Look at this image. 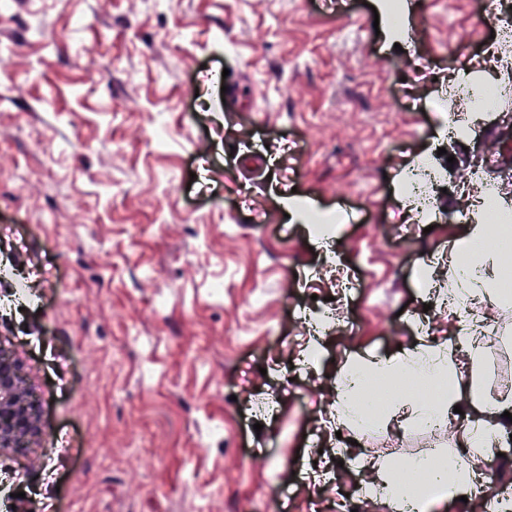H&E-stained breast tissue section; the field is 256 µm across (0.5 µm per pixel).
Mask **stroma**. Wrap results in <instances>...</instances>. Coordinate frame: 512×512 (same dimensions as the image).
Here are the masks:
<instances>
[{
  "label": "stroma",
  "instance_id": "stroma-1",
  "mask_svg": "<svg viewBox=\"0 0 512 512\" xmlns=\"http://www.w3.org/2000/svg\"><path fill=\"white\" fill-rule=\"evenodd\" d=\"M407 36L377 33L364 0H8L0 10V258L39 297L0 313L43 437L0 453L15 512H331L361 472L335 470L310 503L344 361L452 336L421 264L457 265L455 223L487 153L512 202V112L446 143L434 101L476 70L491 29L476 0H405ZM239 87L224 99L212 72ZM442 172L432 231L400 176ZM337 217L286 218L282 195ZM362 279L336 297V269ZM334 297L355 333L320 337L293 370L303 320ZM482 391L512 378V307L481 305ZM277 402L256 418L254 399ZM262 430H255V423ZM448 435L375 427L356 451L412 461Z\"/></svg>",
  "mask_w": 512,
  "mask_h": 512
}]
</instances>
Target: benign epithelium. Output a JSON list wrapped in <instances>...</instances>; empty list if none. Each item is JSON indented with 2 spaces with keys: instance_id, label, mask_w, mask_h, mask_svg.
I'll use <instances>...</instances> for the list:
<instances>
[{
  "instance_id": "benign-epithelium-1",
  "label": "benign epithelium",
  "mask_w": 512,
  "mask_h": 512,
  "mask_svg": "<svg viewBox=\"0 0 512 512\" xmlns=\"http://www.w3.org/2000/svg\"><path fill=\"white\" fill-rule=\"evenodd\" d=\"M37 407L23 361L0 344V451L29 455L43 434Z\"/></svg>"
}]
</instances>
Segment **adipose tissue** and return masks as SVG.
<instances>
[{
  "mask_svg": "<svg viewBox=\"0 0 512 512\" xmlns=\"http://www.w3.org/2000/svg\"><path fill=\"white\" fill-rule=\"evenodd\" d=\"M490 238L491 231L487 225H469L467 236L458 243V251L462 264L469 266L472 273L464 277V289L449 288L451 300H458L460 293L464 292L471 298L479 297L494 303L500 301L501 296L487 270L502 265L506 253L492 244ZM471 331V326H463L460 340L455 344L427 336L413 351L390 357L353 359L343 366L341 383L336 387L338 426L360 431L358 398L363 389L359 380L366 376L390 379L406 374L416 377L453 375L452 388L437 403L392 396L387 419L398 425L422 426L436 419L444 420L452 416L457 406L469 414L468 424L452 433V446L444 453L446 467L439 475L427 477L421 490L406 489L399 480L397 468L390 462L367 463L368 500L389 506L392 512H405L410 505L416 512H434L438 506L457 503L459 497H474L475 478L490 467L497 448L503 445L502 440L480 436L479 431L490 427H512V400L492 401L481 394V352L470 353L467 372H460L458 353L470 341Z\"/></svg>",
  "mask_w": 512,
  "mask_h": 512,
  "instance_id": "1",
  "label": "adipose tissue"
}]
</instances>
